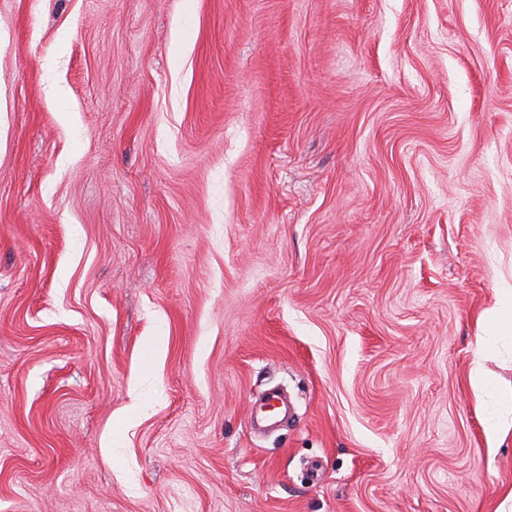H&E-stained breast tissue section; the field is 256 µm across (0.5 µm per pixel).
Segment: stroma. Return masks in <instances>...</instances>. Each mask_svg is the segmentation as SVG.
I'll use <instances>...</instances> for the list:
<instances>
[{"label":"stroma","mask_w":512,"mask_h":512,"mask_svg":"<svg viewBox=\"0 0 512 512\" xmlns=\"http://www.w3.org/2000/svg\"><path fill=\"white\" fill-rule=\"evenodd\" d=\"M508 285L512 0H0V512H498ZM512 288V287H511ZM499 288L495 306L486 314V334L484 343L492 336L508 332L512 334V289Z\"/></svg>","instance_id":"stroma-1"}]
</instances>
